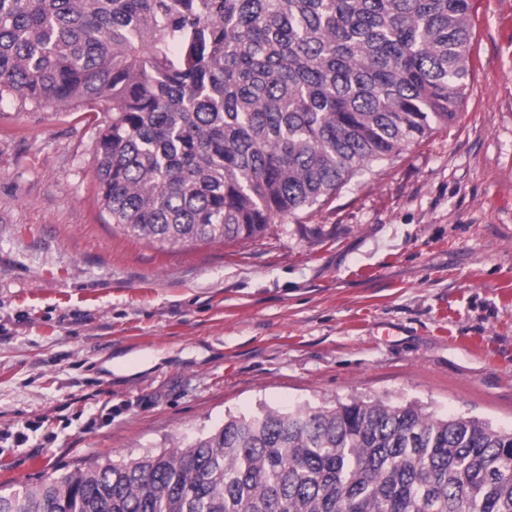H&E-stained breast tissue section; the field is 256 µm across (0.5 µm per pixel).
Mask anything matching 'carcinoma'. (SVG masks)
Here are the masks:
<instances>
[{
	"instance_id": "cac0c4a2",
	"label": "carcinoma",
	"mask_w": 512,
	"mask_h": 512,
	"mask_svg": "<svg viewBox=\"0 0 512 512\" xmlns=\"http://www.w3.org/2000/svg\"><path fill=\"white\" fill-rule=\"evenodd\" d=\"M469 0H0V101L103 107V210L134 238L255 240L445 127ZM0 512H512V432L416 402L229 416Z\"/></svg>"
}]
</instances>
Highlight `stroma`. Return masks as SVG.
Masks as SVG:
<instances>
[{"label":"stroma","instance_id":"obj_1","mask_svg":"<svg viewBox=\"0 0 512 512\" xmlns=\"http://www.w3.org/2000/svg\"><path fill=\"white\" fill-rule=\"evenodd\" d=\"M455 120L253 241L130 239L95 111L0 102V495L267 405L512 430V0H470Z\"/></svg>","mask_w":512,"mask_h":512}]
</instances>
